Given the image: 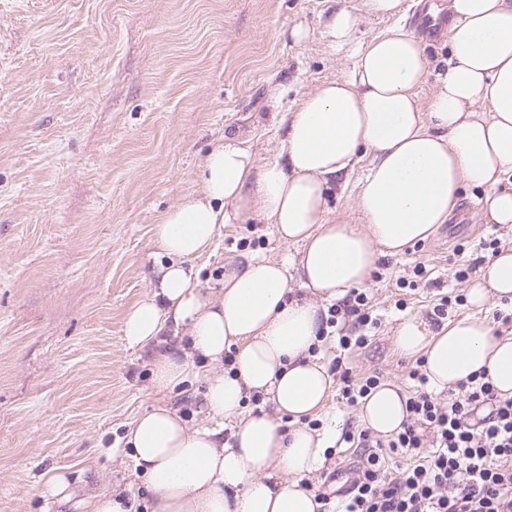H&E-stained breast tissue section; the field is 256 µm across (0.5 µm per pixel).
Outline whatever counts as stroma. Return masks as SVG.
Instances as JSON below:
<instances>
[{"mask_svg":"<svg viewBox=\"0 0 512 512\" xmlns=\"http://www.w3.org/2000/svg\"><path fill=\"white\" fill-rule=\"evenodd\" d=\"M358 0H0V512H86L87 499L120 485L137 512L150 493L125 436L152 406H170L189 427L211 425L205 366L160 392L152 382L159 349L178 337L129 347L127 313L162 263L160 216L199 190L203 161L222 140L275 158L283 118L316 85L352 66L332 53V11ZM448 0H403L399 24L421 36L431 73L448 59L447 30L409 24L407 13L449 20ZM304 24L309 38L282 40ZM363 156L332 189L333 214L358 221ZM484 189L468 188L447 223L403 254L380 257L362 290L377 323L367 342L317 348L341 357L354 376L379 374L410 393L411 357L395 346L409 318L436 324L437 293L467 294L461 266L483 269L487 244L512 246V227L485 223ZM273 225L242 220L221 228L212 256L194 265L205 293L250 259L294 254ZM426 274L400 287L415 263ZM327 448L319 471L302 479L313 493L357 450L343 436L360 428L358 409L330 394L317 413ZM62 475L66 496L52 494Z\"/></svg>","mask_w":512,"mask_h":512,"instance_id":"35a3bbf8","label":"stroma"}]
</instances>
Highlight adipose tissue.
Listing matches in <instances>:
<instances>
[{
	"instance_id": "adipose-tissue-1",
	"label": "adipose tissue",
	"mask_w": 512,
	"mask_h": 512,
	"mask_svg": "<svg viewBox=\"0 0 512 512\" xmlns=\"http://www.w3.org/2000/svg\"><path fill=\"white\" fill-rule=\"evenodd\" d=\"M403 0H359L358 11L333 13L326 36L332 51L353 60L346 76L322 83L287 111L280 158L256 162L245 148L213 143L201 186L160 218L159 251L168 263L123 323L129 346L142 347L165 330L186 344L159 354L157 390L171 389L195 360L214 365L206 378L213 418L235 417L221 429H190L169 406L137 417L126 442L153 495L152 512H318L300 477L323 462L326 437L306 419L324 408L332 379L314 355L320 343V302L364 285L379 257L403 253L446 223L464 188H485L489 223L512 224V0H448L450 58L428 103L418 88L428 74L422 42L403 27L355 42L361 15L390 17ZM373 160L360 184L362 225L331 216L329 187L365 154ZM260 217L279 240L299 248L301 297L290 295L287 263L248 262L225 275L216 299L201 288L194 259L212 252L220 227ZM512 301V248L496 253L471 284L468 300L483 308ZM395 343L423 355L433 388L455 387L477 373L500 395L512 396V336L495 335L481 317L463 316L436 333L408 319ZM232 370H221L227 351ZM260 393L273 412H248ZM398 387L379 384L360 406L375 434L400 431L407 419ZM289 418L282 429L276 414Z\"/></svg>"
}]
</instances>
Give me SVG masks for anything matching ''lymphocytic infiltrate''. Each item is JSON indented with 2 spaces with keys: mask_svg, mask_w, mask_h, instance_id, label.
<instances>
[{
  "mask_svg": "<svg viewBox=\"0 0 512 512\" xmlns=\"http://www.w3.org/2000/svg\"><path fill=\"white\" fill-rule=\"evenodd\" d=\"M327 327L348 349L365 345L346 324L370 323L365 294L351 292L331 306ZM423 359L408 372L407 420L386 438L346 433L345 442L367 449L352 470L342 512H512V397L498 394L479 374L439 398L427 388Z\"/></svg>",
  "mask_w": 512,
  "mask_h": 512,
  "instance_id": "lymphocytic-infiltrate-1",
  "label": "lymphocytic infiltrate"
}]
</instances>
